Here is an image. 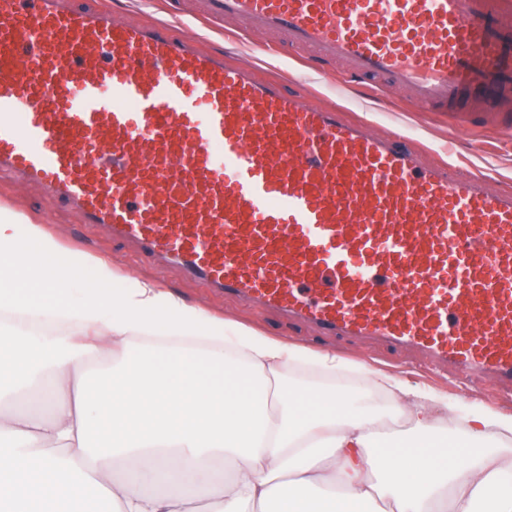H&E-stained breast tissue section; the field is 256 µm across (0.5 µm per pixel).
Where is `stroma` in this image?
<instances>
[{
  "label": "stroma",
  "instance_id": "35a3bbf8",
  "mask_svg": "<svg viewBox=\"0 0 512 512\" xmlns=\"http://www.w3.org/2000/svg\"><path fill=\"white\" fill-rule=\"evenodd\" d=\"M81 7L112 11L129 20L162 19L198 39L202 48L223 52L233 64L254 67L259 76L282 75L306 90L313 104L333 105L347 119L358 120L379 133H400L422 150L425 161H444L459 173L478 172L495 188L512 192V135L477 123L466 127L448 125L435 112L419 111L406 94L348 81L339 68L328 64L312 67L288 50L284 38L272 37V50H264L260 37L237 31L234 22L212 26L196 18L195 0H78ZM6 207L41 225L65 248L73 251L76 263L97 259L108 261L121 273L152 282L156 287L178 292L188 304L205 308L226 321L241 323L257 331L314 351L336 354L346 366L326 375L311 366L286 368L284 381L297 386L329 384L340 391L366 388V371H379L425 390L459 398L465 408L488 407L512 413V392L489 380L468 381L450 373H430L418 353L379 343H363L340 336H325L312 325L289 319L281 312L215 295L202 285L187 280L174 266L156 268L129 243L102 236L64 202L48 198L34 186H21L0 177V207Z\"/></svg>",
  "mask_w": 512,
  "mask_h": 512
}]
</instances>
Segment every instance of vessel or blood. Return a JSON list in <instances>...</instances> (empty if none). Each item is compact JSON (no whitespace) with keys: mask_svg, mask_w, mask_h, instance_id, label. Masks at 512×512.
Segmentation results:
<instances>
[{"mask_svg":"<svg viewBox=\"0 0 512 512\" xmlns=\"http://www.w3.org/2000/svg\"><path fill=\"white\" fill-rule=\"evenodd\" d=\"M453 126L512 96V0H204ZM0 172L324 335L512 387V194L428 164L168 22L0 0Z\"/></svg>","mask_w":512,"mask_h":512,"instance_id":"obj_1","label":"vessel or blood"}]
</instances>
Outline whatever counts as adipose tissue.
<instances>
[{
    "instance_id": "ef3b65f1",
    "label": "adipose tissue",
    "mask_w": 512,
    "mask_h": 512,
    "mask_svg": "<svg viewBox=\"0 0 512 512\" xmlns=\"http://www.w3.org/2000/svg\"><path fill=\"white\" fill-rule=\"evenodd\" d=\"M336 356L232 326L103 261L81 267L0 208V512H512V414L383 373L409 427L366 396L283 385Z\"/></svg>"
}]
</instances>
